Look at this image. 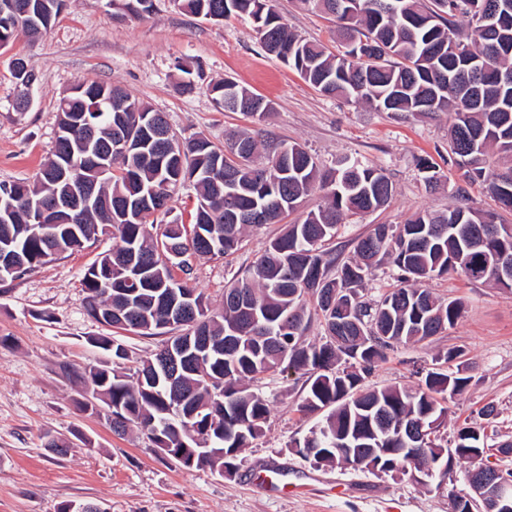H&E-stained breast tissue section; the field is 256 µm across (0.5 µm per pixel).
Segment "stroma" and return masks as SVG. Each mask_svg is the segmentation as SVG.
Masks as SVG:
<instances>
[{
	"label": "stroma",
	"instance_id": "stroma-1",
	"mask_svg": "<svg viewBox=\"0 0 512 512\" xmlns=\"http://www.w3.org/2000/svg\"><path fill=\"white\" fill-rule=\"evenodd\" d=\"M289 28L328 48L336 25L300 0H272ZM31 59L36 80L32 102L14 106L18 85L12 58ZM195 88L181 89L187 73ZM228 78L269 100L273 112L262 124L219 109L210 83ZM121 86L133 99L166 113L181 138L195 134L223 144L226 134L262 128L266 141L298 143L322 169L346 157L381 168L393 185L390 202L365 215L344 216L331 243L337 256H352L358 237L377 224H401L421 211L441 213L467 202L496 209L482 183L459 196V176L448 163L447 112H382L321 94L293 69L267 54L246 18L213 22L180 9L174 0H152L138 17L116 15L107 0H65L51 31L38 41L18 34L0 49V182L34 181L55 137L60 98L82 82ZM444 175L430 188L422 160ZM281 225L250 230L232 259L195 261L193 284L212 307L224 288L252 264ZM112 238L97 241L20 278L0 282V512H59L62 503L93 502L101 512H450V494L466 495L465 465H455L442 487L417 484L409 476L351 466L326 467L304 457L296 441L317 418L298 412L307 390L302 374L263 376L258 386L269 403L263 437L254 440L229 476L210 467H186L159 454L135 429L119 436L104 416L80 412L77 387L62 371L109 361L91 343L112 334L135 369L157 351L164 336L108 330L87 312L83 275ZM434 295L459 300L458 322L427 341L400 345L365 378L368 387H414L448 351L469 365L465 389L447 398V416L436 430L439 443L463 425L482 421L486 461L512 470V288L451 273L429 281ZM493 404L496 413L480 420ZM69 441L67 455L43 446L45 434Z\"/></svg>",
	"mask_w": 512,
	"mask_h": 512
}]
</instances>
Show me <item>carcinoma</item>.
<instances>
[{"mask_svg":"<svg viewBox=\"0 0 512 512\" xmlns=\"http://www.w3.org/2000/svg\"><path fill=\"white\" fill-rule=\"evenodd\" d=\"M61 2L29 0L42 34L52 29ZM301 2L336 19L345 51L335 55L299 38L264 0H177L181 9L204 18L249 17L262 48L276 50L279 60L328 96L386 112L452 111L450 161L465 181L482 180L499 207L512 211V167L495 170L487 160L490 147L512 155V0H491L498 16L487 31L474 23L475 0ZM462 42L471 47L467 57L454 51ZM359 44L373 51H358ZM210 92L219 108L240 103L258 123L273 110L270 102L228 79L212 83ZM87 125L93 127L96 150L108 151L119 138L129 143L127 154L112 157L106 168L88 163L82 145ZM58 129L63 134L36 181L0 183V196L11 201L9 218L0 220V247L10 246L13 255L14 271L5 278L74 252L109 226L115 245L83 276L89 314L143 336L176 330L172 344L190 339L193 349L207 348L193 363H179L183 387L174 391L158 354L129 374L123 366L126 348L99 336L95 344L112 352V364L82 372L62 367L81 384L79 410L105 413L117 434L137 428L154 448L157 435L169 448L184 441L195 448V439L207 436L211 447L239 453L263 435L269 414L254 382L288 368L309 375L299 411L322 414L307 447L328 448L337 459L343 444L367 448L375 437L402 447L396 432L386 431L390 425L427 430L445 418L440 396L461 392L469 381L463 375L469 364L458 352L443 357L454 368L427 372L416 389L363 390L361 382L394 345L425 341L457 322L461 302L434 297L426 282L453 272L448 261L454 257L461 258L457 269L468 278L482 271L484 255L472 248L473 240L489 226H500L498 214L459 205L439 215L418 213L403 224H378L357 240L353 256L340 259L326 245L342 217L375 211L392 197V183L380 169L346 160L323 173L296 143L268 145L264 162L257 164L259 143L248 133L234 134L222 146L201 135L181 142L163 113L118 85L99 82L81 83L60 99ZM62 166L95 183L112 210L53 209ZM187 181L196 190L193 222L166 220L177 183ZM314 190L325 203L287 225L247 275L224 288L226 299L249 296L252 312L212 309L190 283L192 258L234 254L251 227L244 219L248 212L263 210L264 223L277 224ZM152 194L161 199L162 220L148 215L135 220L141 201ZM38 203L54 226L51 238L35 234L31 210ZM386 255L400 270V287L373 308L360 299L358 287ZM315 318L324 337L310 342L307 332ZM187 409L202 414L191 437L178 418ZM452 448L455 459L468 463L467 475L485 465L480 425L460 428Z\"/></svg>","mask_w":512,"mask_h":512,"instance_id":"1","label":"carcinoma"}]
</instances>
